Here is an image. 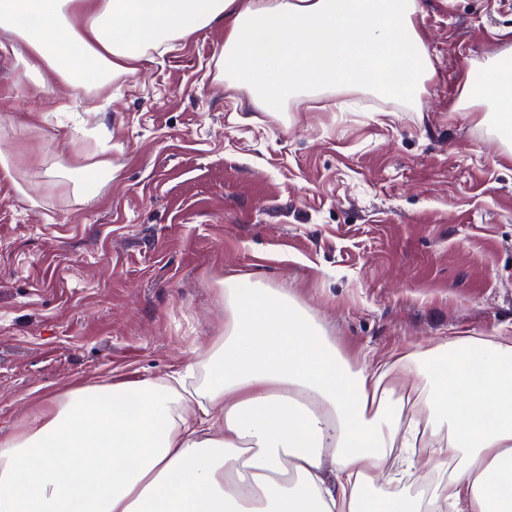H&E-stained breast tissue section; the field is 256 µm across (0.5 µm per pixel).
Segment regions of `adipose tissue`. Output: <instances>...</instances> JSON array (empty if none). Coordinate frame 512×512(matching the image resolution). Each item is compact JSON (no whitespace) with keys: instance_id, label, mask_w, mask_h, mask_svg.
<instances>
[{"instance_id":"adipose-tissue-1","label":"adipose tissue","mask_w":512,"mask_h":512,"mask_svg":"<svg viewBox=\"0 0 512 512\" xmlns=\"http://www.w3.org/2000/svg\"><path fill=\"white\" fill-rule=\"evenodd\" d=\"M418 0H0L24 72L92 92L149 52L220 25L219 76L274 111L326 90L417 95L434 75ZM461 108L512 142V69L483 65ZM185 376L94 384L46 400L0 443V512H512V338L396 350L424 393L405 416L385 362L351 369L287 289L224 291V334ZM435 475L428 494L382 480Z\"/></svg>"}]
</instances>
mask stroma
<instances>
[{"mask_svg":"<svg viewBox=\"0 0 512 512\" xmlns=\"http://www.w3.org/2000/svg\"><path fill=\"white\" fill-rule=\"evenodd\" d=\"M419 3L435 74L412 103L261 109L218 76L220 26L113 79L95 112L0 52L1 441L70 386L197 363L237 277L288 289L356 368L512 336V155L457 106L480 62H512V0ZM102 160L88 202L55 175Z\"/></svg>","mask_w":512,"mask_h":512,"instance_id":"obj_1","label":"stroma"}]
</instances>
